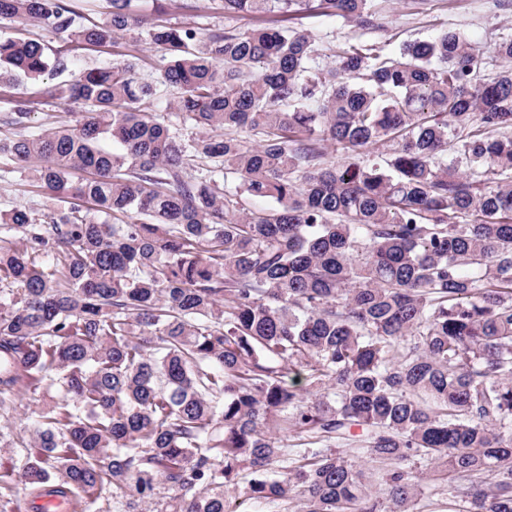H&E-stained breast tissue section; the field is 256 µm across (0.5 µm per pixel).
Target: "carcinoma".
<instances>
[{"label":"carcinoma","instance_id":"carcinoma-1","mask_svg":"<svg viewBox=\"0 0 512 512\" xmlns=\"http://www.w3.org/2000/svg\"><path fill=\"white\" fill-rule=\"evenodd\" d=\"M221 2L276 25L0 0L77 43L139 27L163 61L152 81L123 62L44 88L74 125L28 131L23 99L5 116L0 172L54 206L0 215L19 234L0 238V418L49 396L24 454L0 433V512L48 487L71 512H238L240 485L300 512H415L424 485L462 475L480 481L455 512H512V36L490 81L448 30L398 57L347 42L322 66L285 22L368 31L375 0ZM72 65L0 38L10 81ZM163 88L200 136L146 111ZM345 448L382 465V489Z\"/></svg>","mask_w":512,"mask_h":512}]
</instances>
